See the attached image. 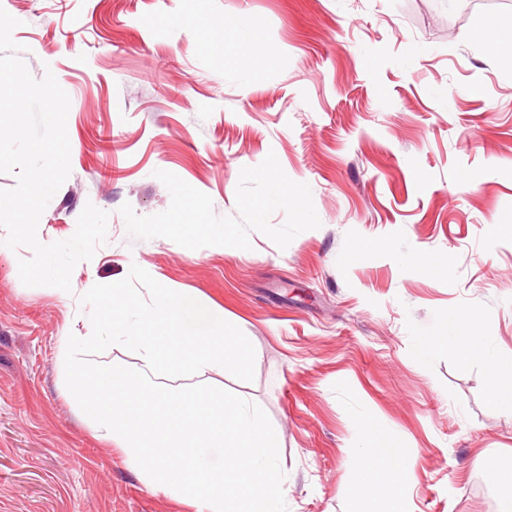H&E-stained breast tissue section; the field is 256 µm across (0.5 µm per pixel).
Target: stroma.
Instances as JSON below:
<instances>
[{
  "label": "stroma",
  "instance_id": "obj_1",
  "mask_svg": "<svg viewBox=\"0 0 512 512\" xmlns=\"http://www.w3.org/2000/svg\"><path fill=\"white\" fill-rule=\"evenodd\" d=\"M468 2L0 0L32 75L52 71L71 101V174L40 240L69 239L93 203L110 214L107 238L73 288L136 264L247 336L253 381L209 382L278 430L288 512H385L351 493L359 412L403 449L404 512H498L512 488V415L485 366L455 346L422 362L413 344L466 314L512 367V2ZM243 18L261 34L254 82L212 43ZM271 151L310 186L321 222L286 249L258 232L248 250L129 235L123 203L143 216L170 204L155 170L232 216L241 169ZM29 255L0 249V512H185L63 397L57 339L88 308L25 286Z\"/></svg>",
  "mask_w": 512,
  "mask_h": 512
}]
</instances>
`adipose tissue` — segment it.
<instances>
[{
    "instance_id": "1",
    "label": "adipose tissue",
    "mask_w": 512,
    "mask_h": 512,
    "mask_svg": "<svg viewBox=\"0 0 512 512\" xmlns=\"http://www.w3.org/2000/svg\"><path fill=\"white\" fill-rule=\"evenodd\" d=\"M464 344L469 353L483 362L489 375L491 397L506 411L512 412V382L500 379L496 363L495 340L489 329L470 325L468 336L457 334L456 322H448L438 333H422L414 339L415 352L421 360H429L434 350L443 345ZM348 451L358 460L354 493L357 497L386 503L400 501L403 495V451L396 446L383 447L377 432L365 415H357Z\"/></svg>"
}]
</instances>
